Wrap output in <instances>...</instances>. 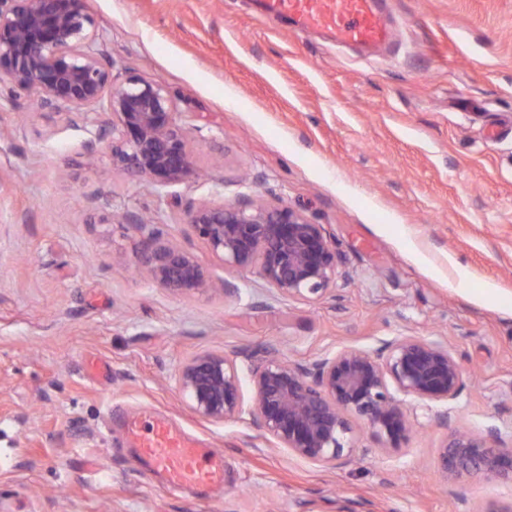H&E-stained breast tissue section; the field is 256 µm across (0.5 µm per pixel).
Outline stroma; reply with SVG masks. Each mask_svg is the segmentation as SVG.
<instances>
[{
	"label": "stroma",
	"instance_id": "stroma-1",
	"mask_svg": "<svg viewBox=\"0 0 512 512\" xmlns=\"http://www.w3.org/2000/svg\"><path fill=\"white\" fill-rule=\"evenodd\" d=\"M259 0H88L113 73L163 84L194 125L202 177L164 191L83 149L81 121L26 97L0 105V512H485L512 483L446 480L448 428L512 440V0H391V45L338 51ZM253 198L324 225L341 256L317 300L278 296L223 266L186 204ZM103 203L90 209L86 198ZM144 214L235 292L179 295L138 268ZM400 335L442 342L465 387L409 397L384 449L353 420L351 461L275 448L249 415L198 417L178 374L193 356L298 361ZM168 416L224 457L220 488L170 490L117 415ZM447 414V426L437 422Z\"/></svg>",
	"mask_w": 512,
	"mask_h": 512
}]
</instances>
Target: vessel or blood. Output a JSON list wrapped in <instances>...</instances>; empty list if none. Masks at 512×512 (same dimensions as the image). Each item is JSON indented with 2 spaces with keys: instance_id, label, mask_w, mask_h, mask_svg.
<instances>
[{
  "instance_id": "b4317fda",
  "label": "vessel or blood",
  "mask_w": 512,
  "mask_h": 512,
  "mask_svg": "<svg viewBox=\"0 0 512 512\" xmlns=\"http://www.w3.org/2000/svg\"><path fill=\"white\" fill-rule=\"evenodd\" d=\"M263 8L288 18L296 29L329 32L340 44L372 48L391 36L380 0H263ZM120 427L142 461L164 477L168 488L223 485L222 458L167 420L125 416Z\"/></svg>"
}]
</instances>
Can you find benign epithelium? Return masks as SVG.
<instances>
[{"instance_id": "benign-epithelium-1", "label": "benign epithelium", "mask_w": 512, "mask_h": 512, "mask_svg": "<svg viewBox=\"0 0 512 512\" xmlns=\"http://www.w3.org/2000/svg\"><path fill=\"white\" fill-rule=\"evenodd\" d=\"M0 87L7 99L35 97L41 109L97 110L88 120L84 147L93 151L112 134V167L154 189L197 177L182 121L167 89L139 75L118 79L105 62L88 0H0ZM186 221L224 266L256 274L288 298L315 300L336 282V248L321 224L286 206L198 202ZM138 261L159 286L178 294L213 285L189 251L153 230ZM253 423L276 448L323 468L353 453L350 417L360 419L390 448L410 433L390 393L446 404L464 387V373L448 346L419 336H396L376 351L353 347L309 362L266 352L251 361ZM179 389L202 419L226 421L244 412L236 359L202 353L186 362ZM438 468L457 480L472 473L512 482V447L498 432L454 431L438 449Z\"/></svg>"}]
</instances>
